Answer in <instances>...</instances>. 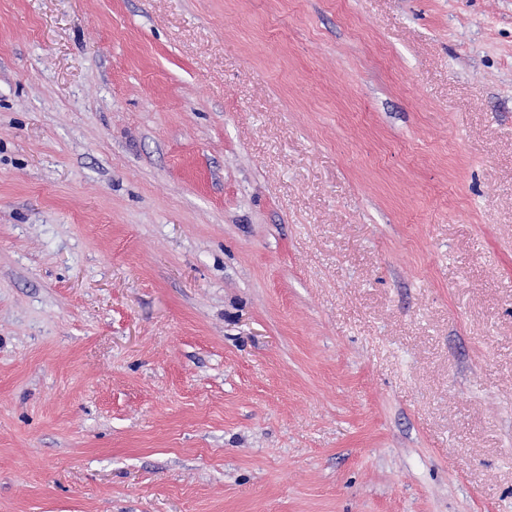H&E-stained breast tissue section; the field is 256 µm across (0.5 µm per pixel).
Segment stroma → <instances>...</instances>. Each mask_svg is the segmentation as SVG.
Segmentation results:
<instances>
[{
    "instance_id": "1",
    "label": "stroma",
    "mask_w": 512,
    "mask_h": 512,
    "mask_svg": "<svg viewBox=\"0 0 512 512\" xmlns=\"http://www.w3.org/2000/svg\"><path fill=\"white\" fill-rule=\"evenodd\" d=\"M0 512H512V0H0Z\"/></svg>"
}]
</instances>
